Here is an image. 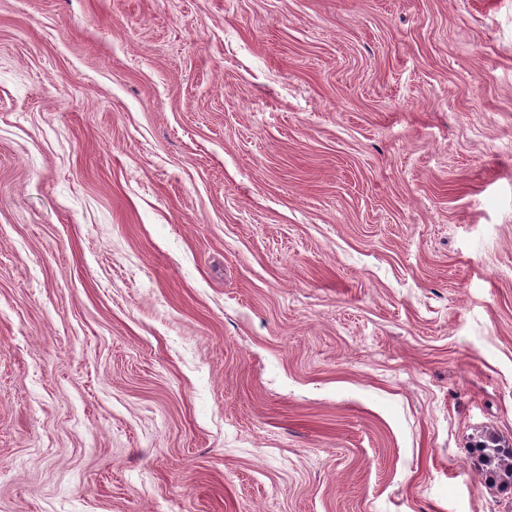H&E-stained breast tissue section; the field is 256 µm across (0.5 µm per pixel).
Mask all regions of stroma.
Instances as JSON below:
<instances>
[{"label": "stroma", "instance_id": "1", "mask_svg": "<svg viewBox=\"0 0 512 512\" xmlns=\"http://www.w3.org/2000/svg\"><path fill=\"white\" fill-rule=\"evenodd\" d=\"M512 0H0V512H512Z\"/></svg>", "mask_w": 512, "mask_h": 512}]
</instances>
